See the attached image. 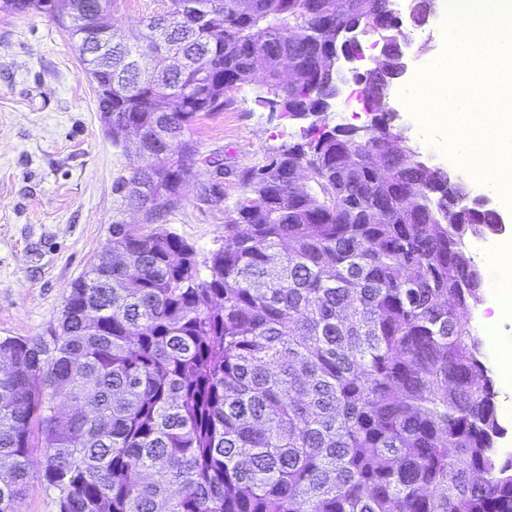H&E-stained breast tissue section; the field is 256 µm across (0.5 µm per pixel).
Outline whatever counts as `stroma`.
Instances as JSON below:
<instances>
[{"label": "stroma", "mask_w": 512, "mask_h": 512, "mask_svg": "<svg viewBox=\"0 0 512 512\" xmlns=\"http://www.w3.org/2000/svg\"><path fill=\"white\" fill-rule=\"evenodd\" d=\"M164 0H122L111 22L136 41L143 20L163 13ZM255 87L232 105L197 121L200 162L182 187V201L162 225L206 256L220 243L224 211L242 194L234 170L264 164L300 137L302 124L259 109ZM136 161L114 145L79 54L48 15L0 13V337H49L70 285L112 239L116 224L141 215L119 190ZM230 173L216 175L215 163ZM219 186L220 201L209 199ZM491 336L488 361L512 358V311L477 317Z\"/></svg>", "instance_id": "1"}]
</instances>
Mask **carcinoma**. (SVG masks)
Masks as SVG:
<instances>
[{
	"instance_id": "obj_1",
	"label": "carcinoma",
	"mask_w": 512,
	"mask_h": 512,
	"mask_svg": "<svg viewBox=\"0 0 512 512\" xmlns=\"http://www.w3.org/2000/svg\"><path fill=\"white\" fill-rule=\"evenodd\" d=\"M71 2L0 0V12L63 25ZM187 2L104 54L67 28L85 75L111 70L98 108L136 157L122 188L144 223L112 225V264L71 284L50 339L0 340V512H16L36 448L60 512H512L469 246L496 216L423 172L409 140L338 150L328 136L321 28L358 18L390 38L396 0ZM131 54L153 67L131 69ZM286 63L301 84L282 82ZM249 85L314 120L234 172L243 194L201 259L147 225L161 218L155 197L180 204L192 126Z\"/></svg>"
}]
</instances>
